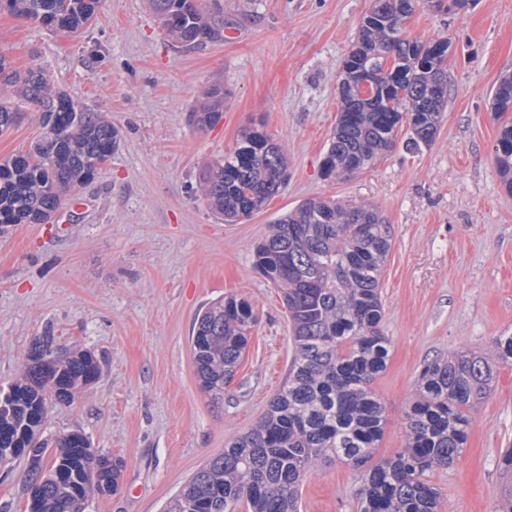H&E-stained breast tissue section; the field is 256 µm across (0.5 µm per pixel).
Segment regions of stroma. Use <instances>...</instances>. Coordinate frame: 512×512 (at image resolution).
I'll return each instance as SVG.
<instances>
[{"label":"stroma","mask_w":512,"mask_h":512,"mask_svg":"<svg viewBox=\"0 0 512 512\" xmlns=\"http://www.w3.org/2000/svg\"><path fill=\"white\" fill-rule=\"evenodd\" d=\"M373 0H202L230 38L185 50L171 44L149 0H101L75 33L51 32L0 10V53L40 65L52 87L100 109L120 147L48 224L0 233V386L20 377L34 343L93 352L100 377L52 405L42 437L73 430L123 459L117 492L84 512H162L202 463L249 431L284 382L293 354L281 294L253 267L268 225L309 198L377 205L392 228L381 276L390 341L372 387L385 408L377 458L405 443L404 418L424 366L464 348L492 354L512 335V192L495 162L501 121L491 110L512 74V0L462 11L418 8L407 33L452 41L448 104L435 142L396 147L373 168L333 180L321 164L339 111L338 76ZM224 116L198 131L187 114L211 86ZM0 134V157L43 133L33 105ZM288 151V182L259 213L218 220L196 193L199 167L230 149L251 121ZM247 299L257 323L234 380L215 407L194 375L191 333L212 300ZM512 447V362L470 412L459 460L428 473L437 512H496ZM27 463L0 465V512H25ZM363 472L318 462L300 512H359Z\"/></svg>","instance_id":"stroma-1"}]
</instances>
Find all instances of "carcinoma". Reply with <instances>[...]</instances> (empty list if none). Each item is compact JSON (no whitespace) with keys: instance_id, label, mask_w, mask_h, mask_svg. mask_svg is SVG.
<instances>
[{"instance_id":"1","label":"carcinoma","mask_w":512,"mask_h":512,"mask_svg":"<svg viewBox=\"0 0 512 512\" xmlns=\"http://www.w3.org/2000/svg\"><path fill=\"white\" fill-rule=\"evenodd\" d=\"M165 35L191 50L224 39V20L199 0H151ZM433 0H375L338 85L341 108L325 153L327 179L372 167L393 150L430 147L448 100V40L422 41L405 19ZM100 0H0V9L50 30L76 31ZM36 106L44 135L28 150L0 159V231L10 224H47L62 200L94 179L120 144L118 131L69 93L54 90L44 70H19L0 53V133L20 118L19 102ZM491 109L505 117L495 162L512 191V95L494 92ZM224 114L215 85L188 123L199 131ZM288 158L260 121L245 127L224 154L205 163L198 188L226 224L261 211L280 193ZM392 246L390 225L367 204L312 198L269 225L254 247V267L280 291L292 323L294 355L284 386L247 433L209 457L164 512H299L305 476L338 458L365 469L361 512H436L439 490L426 479L459 458L470 410L496 379L494 360L512 361V336L495 342L494 357L458 352L428 364L405 418V444L374 461L385 426L372 383L387 366L389 341L380 325V278ZM254 310L230 296L195 318L191 352L200 388L224 402L245 351ZM23 376L0 389V463H29L27 512H82L93 493L119 487L124 461L92 449L80 431L42 439L51 403H69L99 378L88 350L61 353L53 337L38 339Z\"/></svg>"}]
</instances>
